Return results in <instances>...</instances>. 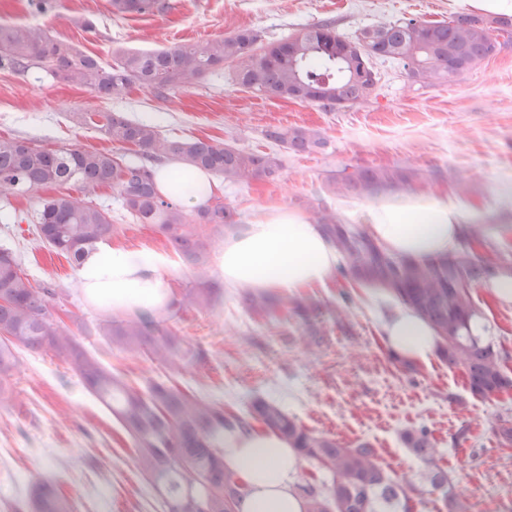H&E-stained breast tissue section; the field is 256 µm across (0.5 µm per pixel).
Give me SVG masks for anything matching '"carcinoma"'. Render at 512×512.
Listing matches in <instances>:
<instances>
[{
    "mask_svg": "<svg viewBox=\"0 0 512 512\" xmlns=\"http://www.w3.org/2000/svg\"><path fill=\"white\" fill-rule=\"evenodd\" d=\"M111 5L116 15H159L169 8L167 0H111ZM503 35L512 39L511 14L460 15L447 23L381 22L361 30L350 41L328 23L305 29L300 40L267 44L261 42L257 30L242 28L222 38L167 49L115 50L109 64L38 27L0 24V67L18 72L37 67L61 83L113 98L135 87L163 96L226 66L236 85L261 96L334 111L366 99L349 73L361 69L376 81L370 66L373 58L397 60L411 83L427 85L472 70L497 51ZM78 119L104 130L112 142L135 148L143 161L125 163L110 151L45 150L25 140L0 139V195L56 189L55 195L41 203L36 231L42 244L67 255L79 268L86 254L112 234V222L105 210L59 191L61 187L76 184L85 194L112 188L136 223L156 226L184 261L201 267L212 244L206 227L233 229L238 224L236 214L221 202L199 207L193 215L187 213L159 194L149 163L176 159L240 183L275 180L282 168L276 153L169 138L154 124L129 120L120 112H90ZM264 136L295 153L326 146L320 131L308 127H271ZM428 186L413 169L360 167L329 177L324 191L337 197L372 199L381 192ZM317 222L345 258L353 278L386 287L433 327L439 355L448 366L463 369L473 395L489 398L512 390V376L502 370L494 346L469 331L475 313L471 290L489 272L487 265L466 252L425 262L397 260L332 212H320ZM54 297V289L35 287L19 264L0 263V402L5 401L8 380L20 369L17 351L53 350L112 409L132 437L136 466L160 490L166 512H175L189 498L204 512H229L239 488L224 474V431L245 429L254 421L279 433L302 460L331 476V485L323 491L309 484L302 487L305 512H408L406 488L384 472L368 443L341 446L299 425L275 401L258 399L248 416L238 417L164 380H152L144 390L136 388L87 354L59 324L50 310ZM220 297L217 283L204 282L175 295L176 310L206 309ZM245 303L259 316L288 309L286 298L249 291ZM162 322L151 313H139L129 320L108 322L103 332L111 346L142 352L172 371L204 358L203 352L184 347ZM404 441L412 454L430 465L426 479L443 490L450 512H462L448 477L435 464L437 448L428 435L407 432ZM72 509L56 484L38 475L29 497L16 504L13 512Z\"/></svg>",
    "mask_w": 512,
    "mask_h": 512,
    "instance_id": "obj_1",
    "label": "carcinoma"
}]
</instances>
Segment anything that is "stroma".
Instances as JSON below:
<instances>
[{
    "label": "stroma",
    "instance_id": "1",
    "mask_svg": "<svg viewBox=\"0 0 512 512\" xmlns=\"http://www.w3.org/2000/svg\"><path fill=\"white\" fill-rule=\"evenodd\" d=\"M162 15L118 17L110 0H57L48 15L34 14L29 0H0V24L42 25L57 38L108 60L121 46L154 50L257 28L278 41L329 22L342 36L399 18L447 22L473 13L457 0H168ZM378 82L363 102L328 112L318 105L266 99L234 85L229 68L160 98L139 88L114 99L59 83L40 69L0 68V138L29 141L46 150H109L123 160L134 151L112 143L98 128L80 124L83 112H120L148 121L170 138L202 139L246 152H273L283 162L277 180L248 184L219 181L217 199L240 223L260 208L287 207L315 219L331 209L347 224L366 223L369 200L331 198L322 192L332 174L363 166L397 165L428 175L441 172L437 193H453L476 209L481 232L470 256L512 267V248L498 235L512 233V42L472 70L433 85H410L401 65L373 60ZM311 127L325 149L295 153L268 142L266 128ZM467 179L466 191L456 186ZM40 193L0 198V247L11 249L33 284L56 291L51 311L82 347L137 387L165 380L181 390L247 415L254 400L282 405L304 428L353 446L366 441L384 471L410 483L414 512H448L442 490L422 479L425 464L403 442L408 431L427 429L438 450L436 464L466 512H512V444L497 428L512 424V392L490 398L471 394L461 370L439 356L405 368L386 347L377 315L353 279L336 270L327 287L291 294L295 309L272 318L253 315L242 289L224 292L209 310L179 312L166 323L184 345L205 354L178 373L142 354L111 348L96 325L111 320L90 304L80 270L37 241ZM93 204L112 218L108 246L162 255L172 289L216 279L215 262L187 264L154 226L138 224L111 189ZM475 309L491 322V338L512 375V306L499 305L473 288ZM344 317H337V308ZM22 368L9 381L0 405V512L31 491L42 472L72 501L73 512H162L161 499L134 464V444L63 357L50 350L21 351Z\"/></svg>",
    "mask_w": 512,
    "mask_h": 512
}]
</instances>
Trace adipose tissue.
<instances>
[{
	"label": "adipose tissue",
	"mask_w": 512,
	"mask_h": 512,
	"mask_svg": "<svg viewBox=\"0 0 512 512\" xmlns=\"http://www.w3.org/2000/svg\"><path fill=\"white\" fill-rule=\"evenodd\" d=\"M154 178L162 195L191 208L206 203L215 189L209 173L182 163L156 167ZM475 214L472 205L449 194H408L372 205L364 230L389 256L427 261L459 251ZM338 263V252L318 225L285 207L259 210L225 237L216 257L224 287L254 293L324 287ZM165 265L157 254L107 247L86 258L83 292L91 303L108 306L116 315L143 310L163 315L172 302ZM366 294L390 351L412 360L433 354L436 333L413 308L380 285L367 286ZM224 446V469L242 490L236 512H304L297 488L300 459L286 440L255 427L225 432Z\"/></svg>",
	"instance_id": "1"
}]
</instances>
